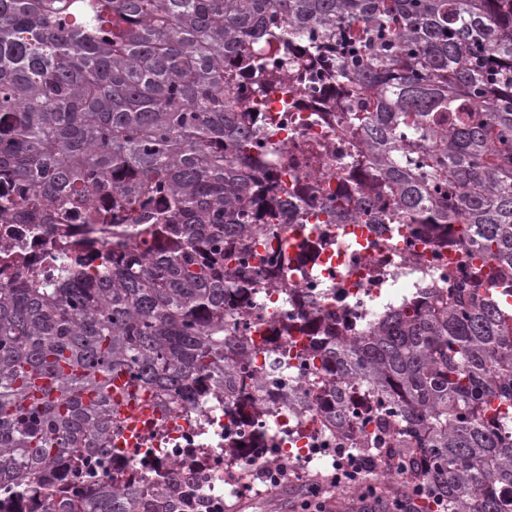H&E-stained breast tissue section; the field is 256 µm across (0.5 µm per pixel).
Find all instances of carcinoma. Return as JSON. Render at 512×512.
I'll use <instances>...</instances> for the list:
<instances>
[{
  "mask_svg": "<svg viewBox=\"0 0 512 512\" xmlns=\"http://www.w3.org/2000/svg\"><path fill=\"white\" fill-rule=\"evenodd\" d=\"M286 85L281 111L328 86L357 144L327 221L421 224L483 264L413 291L350 341L312 318L299 354L328 378L336 447L403 462L447 512H512V0H0V215L131 228L87 279L0 288V512H191L197 469L144 488L123 473L73 494L124 401L163 412L224 392L255 412L245 252L281 218L273 112L237 78ZM127 389L116 398L111 378ZM356 385L374 406L358 413Z\"/></svg>",
  "mask_w": 512,
  "mask_h": 512,
  "instance_id": "carcinoma-1",
  "label": "carcinoma"
}]
</instances>
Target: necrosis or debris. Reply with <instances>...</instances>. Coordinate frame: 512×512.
<instances>
[{
    "mask_svg": "<svg viewBox=\"0 0 512 512\" xmlns=\"http://www.w3.org/2000/svg\"><path fill=\"white\" fill-rule=\"evenodd\" d=\"M335 108V93L316 95L307 106L285 113L269 133L270 142L285 145V164L295 179L277 190L285 208L273 227L274 237L288 246V262L252 261L250 274L258 291L251 314L225 318V337L253 335L258 320L267 326L299 323L314 311L335 319L337 335L363 336L378 321L381 301L400 299L418 283L445 293L470 272L456 243L437 246L417 224L392 230L385 224L343 228L316 223V213L329 203L343 175V156L352 143L350 132L336 121ZM63 251L90 276L112 262L111 242L77 220L17 224L1 216L0 286L52 270ZM248 366L263 380L259 412L240 414L236 403L220 395L194 406L175 405L129 447L105 453L94 465L90 483L108 479L119 468L148 483L158 472L182 469L188 461L185 451L192 448L208 476L202 490L220 501L235 490L237 476L258 463L304 469L335 464L322 413L295 414L282 405L291 389L321 398L319 375L298 359L292 360L289 374H282L262 345L251 353Z\"/></svg>",
    "mask_w": 512,
    "mask_h": 512,
    "instance_id": "4bbe7bcc",
    "label": "necrosis or debris"
}]
</instances>
